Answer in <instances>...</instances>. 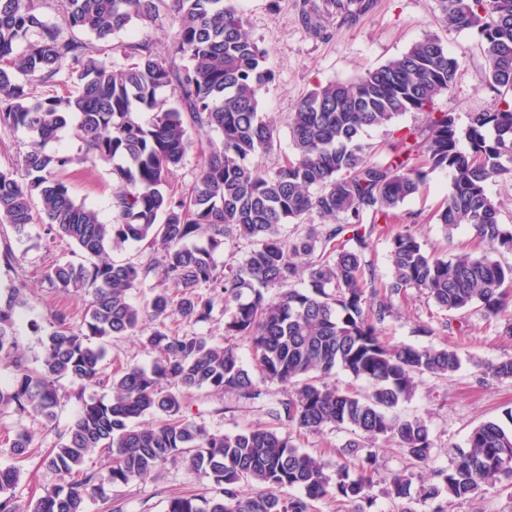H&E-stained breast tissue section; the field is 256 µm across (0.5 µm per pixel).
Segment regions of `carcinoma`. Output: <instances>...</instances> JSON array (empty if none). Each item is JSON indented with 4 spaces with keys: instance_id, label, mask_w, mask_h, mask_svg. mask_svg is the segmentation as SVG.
Instances as JSON below:
<instances>
[{
    "instance_id": "obj_1",
    "label": "carcinoma",
    "mask_w": 512,
    "mask_h": 512,
    "mask_svg": "<svg viewBox=\"0 0 512 512\" xmlns=\"http://www.w3.org/2000/svg\"><path fill=\"white\" fill-rule=\"evenodd\" d=\"M42 2L0 0V127L30 137L16 163L23 177L0 169V229L21 240L30 225L47 223L76 245L79 260L56 263L45 277L83 299L85 329L74 331L64 312L45 331L31 322L45 340L40 369L29 368L17 352L16 310L26 306L25 295L19 286L7 288L0 361L13 377L0 385V414L53 422L61 379L77 386L82 408L43 457L58 482L27 506L15 495L20 468H0V512H84L86 499L107 500L178 461L208 487L172 498L167 512H313L328 496L367 512L376 465L368 443L392 439L415 465H429L434 444L424 420L394 409L414 395L419 377L449 376L461 366L455 349L383 340L396 299L414 288L448 313L476 309L500 320L512 335V296L504 288L512 285V264L494 258L512 254V226L500 223L501 203L488 194L489 183L512 179V0H436L446 27L475 36L486 85L498 95L494 111L469 114L464 128L451 113L431 111L456 85L458 61L429 35L353 81L304 96L288 116L291 155L273 163L265 158L277 129L260 112V96L275 76L235 0H54L68 38L41 20ZM305 3L302 21L313 31L323 28V6L342 23L372 6ZM136 21L167 23L168 53L157 54L148 40L123 42L118 48L128 64L117 69L95 41ZM35 29L38 39L31 41ZM36 84L54 91L36 96ZM412 111L426 113V125L391 136L385 156L375 158L362 141L366 130ZM73 116L85 158L111 165L118 184L109 224L72 199L62 174L74 158L44 151ZM197 129L214 137L193 183L179 191L172 177ZM437 169L452 179L437 223L448 232L470 228L484 254L448 259L412 233H397L388 253L390 285L382 293L367 287L376 228L391 223ZM285 224L308 228L288 239ZM229 237L249 249L237 265L220 269L215 253ZM130 242L160 250L145 262L108 256L107 248ZM275 287L282 292L268 295ZM144 288V302L132 303L130 291ZM218 301L227 315L224 335L250 343L249 368L234 345L167 324L174 314L206 322ZM126 336L140 337L155 354L152 367L120 362L106 373V344ZM338 369L365 382L367 392L329 383ZM269 383L284 388L267 404L270 426L215 434L186 415L199 390L255 401ZM101 386L109 393L98 395ZM146 414L157 422L136 423ZM507 420L475 427L466 447L453 449L451 466L431 470L419 490L431 512H447L451 501L504 482L512 487V412ZM328 426L355 435L346 447L365 451L356 468L338 461L331 476L326 462L291 443L293 432ZM97 451L109 465L86 468ZM11 453L19 462L35 453L27 429L16 431ZM250 482L267 491L244 493ZM411 486V475L396 473L388 494L407 498Z\"/></svg>"
}]
</instances>
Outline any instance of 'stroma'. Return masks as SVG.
I'll use <instances>...</instances> for the list:
<instances>
[{
    "instance_id": "stroma-1",
    "label": "stroma",
    "mask_w": 512,
    "mask_h": 512,
    "mask_svg": "<svg viewBox=\"0 0 512 512\" xmlns=\"http://www.w3.org/2000/svg\"><path fill=\"white\" fill-rule=\"evenodd\" d=\"M237 5L248 21L250 34L267 50V65L276 77L261 97L262 112L277 125L271 158L288 154L290 140L285 118L317 85L356 78L368 68L407 51L429 34L448 44L459 64L455 88L435 100L434 111L454 113L458 124L463 125L469 113L491 111L497 105L496 93L486 85L485 60L472 33L448 30L439 20L435 0H375L373 9L356 23L343 25L331 18L326 20L321 34L302 23L303 0H238ZM133 37L150 40L155 51L162 54L170 33L150 22L132 24L104 44L115 66L126 63L118 44ZM45 150L72 156L73 162L64 174L72 198L96 210L103 222H111L114 184L110 167L101 162H82L84 148L76 127L63 129L56 140L46 144ZM450 191L451 178L447 172H430L422 194L405 202L385 231L374 234L370 258L371 280L376 288H384L391 280L388 247L399 230L411 229L426 249L447 255L461 250L476 251L475 236L469 228L463 226L448 233L433 219ZM73 248L70 240L60 238L54 226L48 224L32 225L20 240L10 234L0 235V254L12 255L10 262L0 261V290L17 284L28 299L27 307L17 313V341L19 354L30 366H39L43 344L41 336L29 328V320L45 325L55 312L64 311L71 327L78 330L84 326L85 308L81 300L75 293L53 287L44 278L53 264L71 259ZM419 323L433 327L434 335L415 333ZM383 338L388 342L453 348L462 355L459 371L446 378L420 377L415 395L397 409L401 416L425 421L434 441L436 466L448 465L449 449L463 447L474 427L488 420H504L506 411L512 409V379H496L485 372L490 363L512 358V337L503 335L500 323L484 319L481 312H470L461 322L452 321L425 295L411 289L400 300L396 316L385 323ZM76 392L75 385L61 382L57 419L50 424L22 419L13 413L0 415V467L15 462L11 443L19 427L31 432L34 447H52L59 433L72 424L80 411ZM189 409L191 417L212 432L234 433L268 421L263 404L204 390L198 392ZM351 437L349 430L329 427L318 433L294 435L293 442L321 456L332 467ZM374 451L377 464L370 488L371 512H430L428 504L417 496H387L392 474L405 468L407 461L401 450L388 441H376ZM204 485V479L195 471L182 464L168 463L145 479L122 488V512H165L170 498L201 492Z\"/></svg>"
}]
</instances>
